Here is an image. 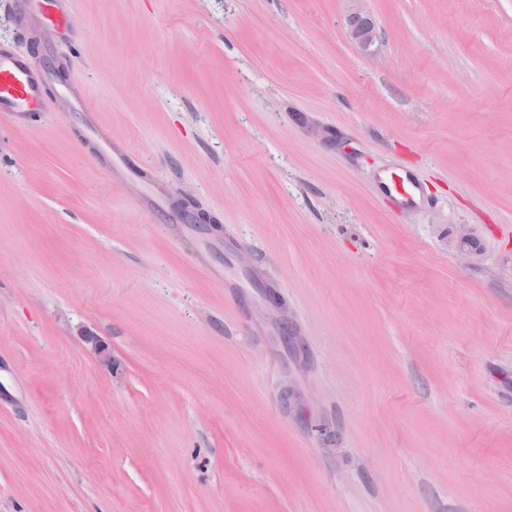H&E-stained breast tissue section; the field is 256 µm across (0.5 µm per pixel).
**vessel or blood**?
Segmentation results:
<instances>
[{"mask_svg":"<svg viewBox=\"0 0 512 512\" xmlns=\"http://www.w3.org/2000/svg\"><path fill=\"white\" fill-rule=\"evenodd\" d=\"M72 0H25L22 19L36 24L45 37L60 34L68 24ZM52 76L51 70L35 65L24 57L0 54V116L13 124H21L44 102V89ZM72 109L87 113L88 132L99 144H106L105 130L95 117L89 116V106L82 93L71 92ZM384 184L390 194L407 204L416 203V185L409 178L395 173L387 174Z\"/></svg>","mask_w":512,"mask_h":512,"instance_id":"vessel-or-blood-1","label":"vessel or blood"}]
</instances>
